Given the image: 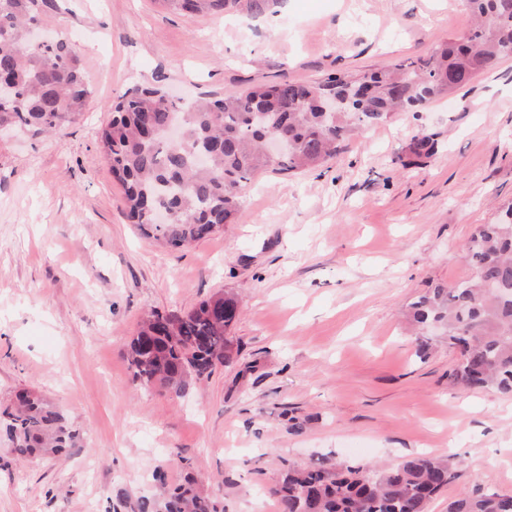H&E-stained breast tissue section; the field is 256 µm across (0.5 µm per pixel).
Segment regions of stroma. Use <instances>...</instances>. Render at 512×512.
<instances>
[{"label": "stroma", "instance_id": "stroma-1", "mask_svg": "<svg viewBox=\"0 0 512 512\" xmlns=\"http://www.w3.org/2000/svg\"><path fill=\"white\" fill-rule=\"evenodd\" d=\"M37 23L74 43L91 98L58 133H0V411L35 389L82 441L22 459L0 428V512H106L153 494L158 467L173 484L194 474L224 512H276L289 464L422 453L454 472L429 512L463 491L512 495V395L454 386L456 352L409 315L471 275L468 238L512 201V58L319 168L259 175L235 222L186 248L140 234L98 146L130 87L194 101L423 59L472 27L464 0H279L256 16L54 0ZM419 129L438 151L401 166ZM224 290L237 359L179 399L140 389L126 349L143 317Z\"/></svg>", "mask_w": 512, "mask_h": 512}]
</instances>
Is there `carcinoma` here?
<instances>
[{"instance_id": "1", "label": "carcinoma", "mask_w": 512, "mask_h": 512, "mask_svg": "<svg viewBox=\"0 0 512 512\" xmlns=\"http://www.w3.org/2000/svg\"><path fill=\"white\" fill-rule=\"evenodd\" d=\"M49 0H0V128L35 134L74 123L91 91L72 43L62 39L27 46L28 26ZM184 14L246 10L261 14L277 0H162ZM475 24L469 33L437 45L428 58L400 61L371 73L344 74L313 83L280 81L184 105L160 87L135 86L117 98L100 143L112 174L125 187V206L139 229L175 247L193 243L233 223L242 189L268 171L303 173L326 163L337 146L361 128L390 123L454 93L479 74L512 57V0H466ZM178 124L173 143L168 128ZM272 134L287 144L277 159L267 154ZM411 154L436 152L417 132ZM168 214L165 224L154 213ZM474 274L431 288L410 306L420 325L444 332L460 361L449 374L467 389L493 386L512 394V203L496 222L481 224L466 245ZM236 296L219 292L178 314L150 312L129 343L133 381L181 398L192 382L209 378L239 355L229 332L239 314ZM6 433L21 457L76 446L73 430L41 393H16ZM159 492L137 500L136 512H220L188 476L167 485L154 470ZM451 479L448 461L431 455L384 466L290 465L271 493L278 512H428L431 499ZM448 512H512V496L476 490L458 494Z\"/></svg>"}]
</instances>
